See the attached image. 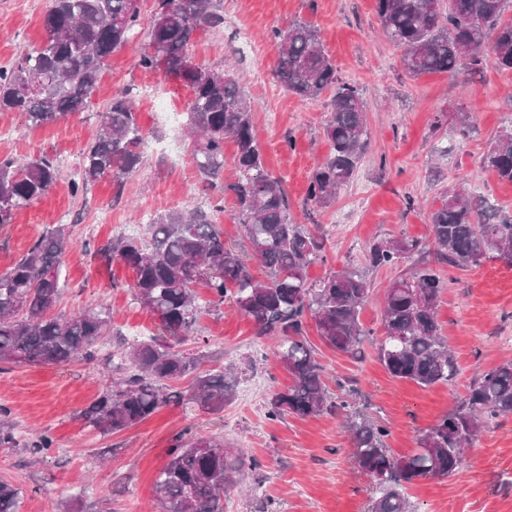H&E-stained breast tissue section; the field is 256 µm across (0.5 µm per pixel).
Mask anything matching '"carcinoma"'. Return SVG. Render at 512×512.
Here are the masks:
<instances>
[{"mask_svg": "<svg viewBox=\"0 0 512 512\" xmlns=\"http://www.w3.org/2000/svg\"><path fill=\"white\" fill-rule=\"evenodd\" d=\"M512 0H376L383 33L402 51L414 76L457 75L464 61L512 70V20L504 19ZM146 24L150 44L140 67L182 79L190 90L184 104L186 136L197 181L206 190L234 197V220L246 249L224 245L210 213L171 209L153 215L141 235L119 236L98 249L135 273V302L160 320L164 339L152 337L109 357L118 373L79 416L100 434L137 425L171 401V384L195 371L200 358L180 349L194 333L203 307L230 299L250 319L257 335L276 340L275 355L291 377L267 404L268 418H306L345 410L344 426L357 467L373 482L371 512H412L403 493L426 477L446 478L464 461V447L491 417L512 415V361L482 373L457 408L422 431L418 448L396 456L385 443L387 430L346 400H330L324 367L304 337L311 317L321 340L354 356L369 331L361 311L373 285L366 272L345 266L313 284L308 269L326 261L323 236L295 222L280 179L264 169L262 145L253 125L255 103L231 70L210 69L191 53L194 35L224 23L220 0H157L141 16L140 0H50L45 38L20 60L0 67V111L18 112L33 126L66 121L92 102L113 53L124 48ZM274 75L288 92L305 100L331 93L323 134L328 153L313 169L306 204L330 208L355 178L368 145L365 103L358 89L342 80L325 53L318 30L296 21L274 32ZM39 76L60 86L51 94L29 91ZM130 94L112 99L100 113V131L81 152L72 192H85L104 177L122 182L143 163L149 135L138 125ZM235 144L236 178L224 181V142ZM483 166L512 183V127L500 131ZM62 173L45 154L23 161L0 158V226L16 210L47 194ZM429 241L399 236L370 242L364 251L369 269L411 264L386 286L378 359L396 379L422 387L448 382L455 357L437 320L447 283L415 259L425 248L452 267L467 269L484 259L512 265V216L466 189L444 192L428 215ZM73 244L71 225L57 224L41 234L26 254L0 274V362L63 367L96 358L112 328L110 310L89 307L73 318L48 317L65 288L61 263ZM267 269L254 276L249 261ZM210 298L200 304L196 288ZM236 377L224 372L197 375L186 394L187 409L220 411L235 399ZM154 485L162 512H224V492L243 457L232 460L224 440L193 434L179 439ZM21 488L0 479V512H17Z\"/></svg>", "mask_w": 512, "mask_h": 512, "instance_id": "obj_1", "label": "carcinoma"}]
</instances>
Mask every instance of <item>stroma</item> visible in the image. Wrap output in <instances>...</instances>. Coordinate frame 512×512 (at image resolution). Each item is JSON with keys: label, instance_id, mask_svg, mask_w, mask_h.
Masks as SVG:
<instances>
[{"label": "stroma", "instance_id": "35a3bbf8", "mask_svg": "<svg viewBox=\"0 0 512 512\" xmlns=\"http://www.w3.org/2000/svg\"><path fill=\"white\" fill-rule=\"evenodd\" d=\"M49 3L39 0L32 11L18 0H0V66L43 41ZM222 10L223 25L198 32L192 53L212 68L232 65L243 74L256 104L266 171L282 181L296 223L318 227L326 239V260L310 267L311 280L363 264L369 241L399 235L427 241L428 210L442 192L462 183L512 215V184L482 166L492 139L512 125V71L489 64L461 68L453 78L410 75L400 49L379 25L375 0H222ZM295 21L318 29L340 76L358 87L366 103V155L353 182L324 211L306 205L305 195L314 166L328 152L326 102L288 94L273 76L271 34ZM148 47L142 31L114 53L94 108L67 121L30 128L20 113L0 112V122L13 128L0 141V157L23 160L45 153L62 169L45 196L0 228V273L43 231L68 217L74 240L63 259L68 288L54 313L72 317L102 304L112 314V334L94 361L61 368L0 363V406L8 408L15 436L14 443L0 446V478L20 487L18 512H59L58 492L65 488L76 493L79 512H161L154 499L156 478L175 438L190 429L219 436L232 454L258 463L245 485L229 486L224 512H264L268 506L273 512H369L372 482L354 463L342 411L268 419L272 390L288 386L290 378L272 342L257 338L252 321L228 302L203 312L196 338L183 345L201 355V370L235 373V400L223 411L185 413L178 395L191 385L187 377L172 384L174 399L129 429L98 434L78 416L104 386L107 357L158 331L156 318L132 297L133 269L105 261L98 248L134 233L142 215L196 208L211 212L225 245L242 244L233 197L221 199L197 185L183 131L158 117L162 107L182 112L189 91L179 78L138 66ZM128 90L136 95L139 125L152 136L141 168L123 185L104 178L73 195L80 151L96 136L100 109ZM461 112L473 127L465 140L456 122ZM423 260L434 263L446 283L437 319L456 357L452 381L424 388L386 372L377 358L379 298L361 313L369 335L356 356L323 343L314 320L305 324L329 395L354 401L360 413L385 427L386 445L397 455L416 448L422 431L452 411L479 374L512 359V267L485 260L459 270L435 263L429 253ZM43 431L53 437L54 448L31 454L28 442ZM406 494L416 512H512V416L491 419L452 476L417 480Z\"/></svg>", "mask_w": 512, "mask_h": 512}]
</instances>
